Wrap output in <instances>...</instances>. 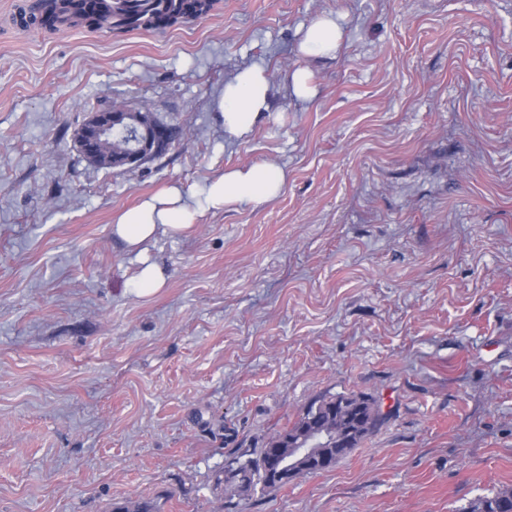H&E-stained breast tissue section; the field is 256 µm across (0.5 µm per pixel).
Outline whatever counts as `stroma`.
Masks as SVG:
<instances>
[{
    "label": "stroma",
    "mask_w": 512,
    "mask_h": 512,
    "mask_svg": "<svg viewBox=\"0 0 512 512\" xmlns=\"http://www.w3.org/2000/svg\"><path fill=\"white\" fill-rule=\"evenodd\" d=\"M0 0V512H469L512 486V0H215L115 33ZM339 16L336 58L301 33ZM260 66L240 138L226 81ZM313 73L317 95L288 77ZM147 104L183 136L110 171L87 112ZM288 171L270 202L199 209L142 255L120 211L224 170ZM165 285L131 288L142 262ZM383 420L330 470L220 504L215 472L309 404ZM270 109V81L262 67L240 70L224 84L218 110L224 135L241 137ZM290 84L292 92L297 98L308 100L317 94V86L306 68L296 69L290 77Z\"/></svg>",
    "instance_id": "1"
}]
</instances>
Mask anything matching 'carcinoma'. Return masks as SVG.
Here are the masks:
<instances>
[{
  "label": "carcinoma",
  "instance_id": "cac0c4a2",
  "mask_svg": "<svg viewBox=\"0 0 512 512\" xmlns=\"http://www.w3.org/2000/svg\"><path fill=\"white\" fill-rule=\"evenodd\" d=\"M213 0H123L119 6L112 7V30L119 32L153 31L161 30L178 22H185L188 15L197 16L210 9ZM70 14L87 24L90 28H100L107 23L105 6L100 0H52L41 24L51 27L61 14ZM130 136L112 135L110 140L98 139L93 145V155L100 159L103 169H121L130 150ZM365 403L360 419L358 436L345 448L335 449L336 459L349 455L354 448L371 432L381 421L376 407L375 399L370 395H362ZM329 399L316 401L306 407L298 418L283 433L297 432L303 429L322 430L333 423ZM272 441L255 451V456L246 459L237 456L234 461L240 463L242 479L253 484L261 490H278L280 486L269 482L258 468V462L270 463L269 448ZM112 512H160V506L151 500L132 501L124 505L113 507ZM470 512H512V489L505 488L492 497L479 500Z\"/></svg>",
  "mask_w": 512,
  "mask_h": 512
}]
</instances>
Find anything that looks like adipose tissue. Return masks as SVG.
<instances>
[{
  "label": "adipose tissue",
  "mask_w": 512,
  "mask_h": 512,
  "mask_svg": "<svg viewBox=\"0 0 512 512\" xmlns=\"http://www.w3.org/2000/svg\"><path fill=\"white\" fill-rule=\"evenodd\" d=\"M344 32L336 16L326 14L303 32L299 50L303 55L333 57L343 44ZM270 108V81L264 68L240 70L225 83L218 110L225 134L240 137L251 131ZM288 174L274 164H255L225 170L201 192V205L213 209L243 204H261L276 199ZM197 211L175 185L144 199L139 205L119 213L112 225L113 236L127 250L141 252L158 232L176 235L193 223Z\"/></svg>",
  "instance_id": "1"
}]
</instances>
